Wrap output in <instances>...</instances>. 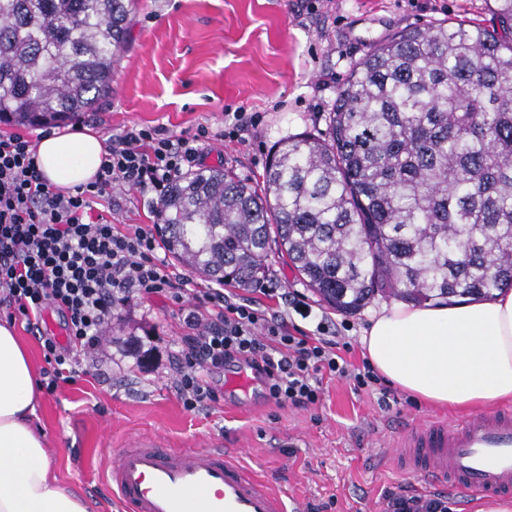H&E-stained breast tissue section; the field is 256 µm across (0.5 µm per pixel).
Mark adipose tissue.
Here are the masks:
<instances>
[{
    "mask_svg": "<svg viewBox=\"0 0 512 512\" xmlns=\"http://www.w3.org/2000/svg\"><path fill=\"white\" fill-rule=\"evenodd\" d=\"M105 139L87 127L53 131L38 142L44 177L63 189L94 180ZM373 368L436 406L489 410L512 399V289L452 305L394 304L362 337ZM41 389L27 349L0 324V512H87L61 486L44 435L31 423Z\"/></svg>",
    "mask_w": 512,
    "mask_h": 512,
    "instance_id": "adipose-tissue-1",
    "label": "adipose tissue"
}]
</instances>
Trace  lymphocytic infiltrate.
Instances as JSON below:
<instances>
[{"label": "lymphocytic infiltrate", "mask_w": 512, "mask_h": 512, "mask_svg": "<svg viewBox=\"0 0 512 512\" xmlns=\"http://www.w3.org/2000/svg\"><path fill=\"white\" fill-rule=\"evenodd\" d=\"M207 129L172 137L162 127L134 126L110 138L94 179L74 190L49 184L37 166V145L21 133L0 135V306L37 328L44 310L64 321L66 342L40 336L50 366L48 388L74 381L82 360L95 353L114 309L141 294L189 287L158 253L153 233L120 230L94 213V200L111 201L121 187L159 208L172 183L200 167ZM185 310L176 393L186 409L215 401L210 373L235 360L265 379L271 399L306 407L320 398L324 377L377 383L371 367L358 370L340 355L339 341L293 334L286 320L249 301L227 299L222 289L195 288ZM209 306L201 317L199 306Z\"/></svg>", "instance_id": "f902f5d3"}]
</instances>
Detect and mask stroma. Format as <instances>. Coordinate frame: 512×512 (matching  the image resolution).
<instances>
[{"label": "stroma", "instance_id": "stroma-1", "mask_svg": "<svg viewBox=\"0 0 512 512\" xmlns=\"http://www.w3.org/2000/svg\"><path fill=\"white\" fill-rule=\"evenodd\" d=\"M488 19L485 0H137L131 45L112 75V90L77 122L103 137L126 127L160 126L179 136L204 126L216 132L228 112H257L260 125L234 142L212 141L205 166L224 167L260 183L278 141L305 131L325 135L326 118L353 65L376 43L404 28L444 20ZM112 221L126 230L154 226L145 198L115 190ZM260 287L248 290L271 315L312 334L325 323L347 342L343 358L362 367L361 338L374 314L391 306L376 297L354 314L329 308L300 281L286 259L269 258ZM301 295L310 318L292 313ZM189 299L145 294L119 308L89 374L43 390L33 423L45 438L60 483L77 492L87 512H121L105 480L111 458L131 439L166 448L222 443L307 512H383L390 492L417 493L416 476L383 455L389 440L429 418L452 422L455 410L418 402L378 381L324 379L319 403L277 405L263 379L232 393L224 368L219 399L187 410L175 391Z\"/></svg>", "mask_w": 512, "mask_h": 512}]
</instances>
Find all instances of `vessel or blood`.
I'll list each match as a JSON object with an SVG mask.
<instances>
[{
	"label": "vessel or blood",
	"instance_id": "vessel-or-blood-1",
	"mask_svg": "<svg viewBox=\"0 0 512 512\" xmlns=\"http://www.w3.org/2000/svg\"><path fill=\"white\" fill-rule=\"evenodd\" d=\"M394 454L425 486L512 494V410L473 414L453 427L418 423L399 438ZM107 476L128 512H288L281 494L218 447L170 450L135 438Z\"/></svg>",
	"mask_w": 512,
	"mask_h": 512
}]
</instances>
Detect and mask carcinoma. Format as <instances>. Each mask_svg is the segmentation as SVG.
I'll return each instance as SVG.
<instances>
[{"label":"carcinoma","mask_w":512,"mask_h":512,"mask_svg":"<svg viewBox=\"0 0 512 512\" xmlns=\"http://www.w3.org/2000/svg\"><path fill=\"white\" fill-rule=\"evenodd\" d=\"M135 0H0V119L64 121L112 91ZM489 25L399 31L353 67L324 138L281 140L257 189L222 167L179 178L164 250L247 289L271 244L329 306L416 305L512 288V0Z\"/></svg>","instance_id":"cac0c4a2"}]
</instances>
